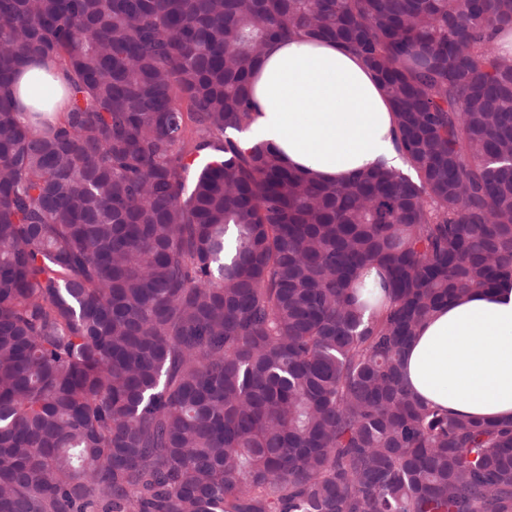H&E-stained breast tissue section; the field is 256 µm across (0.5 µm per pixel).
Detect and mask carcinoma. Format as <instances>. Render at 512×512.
<instances>
[{
    "label": "carcinoma",
    "mask_w": 512,
    "mask_h": 512,
    "mask_svg": "<svg viewBox=\"0 0 512 512\" xmlns=\"http://www.w3.org/2000/svg\"><path fill=\"white\" fill-rule=\"evenodd\" d=\"M503 32L512 0H0V512H512V421L402 381L512 280ZM281 37L365 60L410 172L229 137ZM54 74V82L49 83L44 81L40 74L41 71L37 69L28 68L18 78L17 89L19 90L20 99L24 103H30L34 99L48 96L53 88V85L65 84L64 73L62 70L56 68L52 62H48Z\"/></svg>",
    "instance_id": "carcinoma-1"
}]
</instances>
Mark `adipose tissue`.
Listing matches in <instances>:
<instances>
[{
	"mask_svg": "<svg viewBox=\"0 0 512 512\" xmlns=\"http://www.w3.org/2000/svg\"><path fill=\"white\" fill-rule=\"evenodd\" d=\"M253 93L258 111L242 145L265 142L294 170L347 184L377 164L405 165L376 73L336 43H268ZM402 373L416 397L448 414L512 419V282L441 307L409 346Z\"/></svg>",
	"mask_w": 512,
	"mask_h": 512,
	"instance_id": "adipose-tissue-1",
	"label": "adipose tissue"
}]
</instances>
